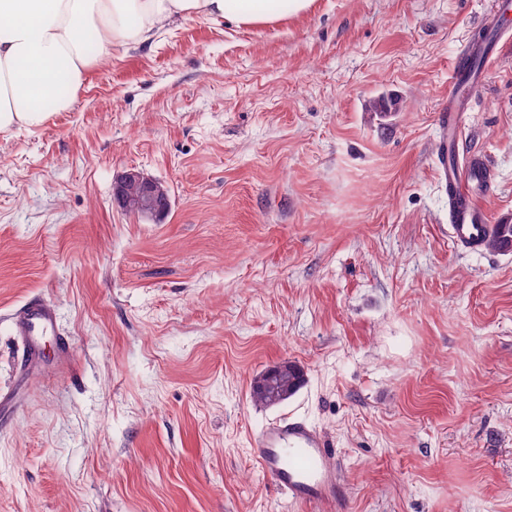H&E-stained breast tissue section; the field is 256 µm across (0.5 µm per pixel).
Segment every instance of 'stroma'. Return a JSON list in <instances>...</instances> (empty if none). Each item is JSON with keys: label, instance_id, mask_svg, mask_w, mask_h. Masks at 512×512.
<instances>
[{"label": "stroma", "instance_id": "obj_1", "mask_svg": "<svg viewBox=\"0 0 512 512\" xmlns=\"http://www.w3.org/2000/svg\"><path fill=\"white\" fill-rule=\"evenodd\" d=\"M491 4L177 19L0 134V512H323L249 455L288 413L326 437L340 512H512V252L453 245L436 170L454 58ZM463 144L494 171L489 222L512 223V46ZM131 168L168 188L163 220L114 203ZM32 299L57 321L27 371L11 317ZM287 360L301 388L255 402Z\"/></svg>", "mask_w": 512, "mask_h": 512}]
</instances>
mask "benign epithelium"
<instances>
[{"mask_svg": "<svg viewBox=\"0 0 512 512\" xmlns=\"http://www.w3.org/2000/svg\"><path fill=\"white\" fill-rule=\"evenodd\" d=\"M113 200L123 210L155 219L164 217L170 209L168 189L139 171L131 169L123 173L113 184ZM289 364H278L253 383V389L270 391L273 394H288Z\"/></svg>", "mask_w": 512, "mask_h": 512, "instance_id": "7a95c632", "label": "benign epithelium"}]
</instances>
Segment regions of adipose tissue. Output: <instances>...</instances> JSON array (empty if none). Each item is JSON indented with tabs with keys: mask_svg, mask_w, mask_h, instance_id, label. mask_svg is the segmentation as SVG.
Listing matches in <instances>:
<instances>
[{
	"mask_svg": "<svg viewBox=\"0 0 512 512\" xmlns=\"http://www.w3.org/2000/svg\"><path fill=\"white\" fill-rule=\"evenodd\" d=\"M314 0H0V132L42 127L48 98L65 106L82 87L94 43L153 40L174 19L206 17L260 26L311 9Z\"/></svg>",
	"mask_w": 512,
	"mask_h": 512,
	"instance_id": "adipose-tissue-1",
	"label": "adipose tissue"
}]
</instances>
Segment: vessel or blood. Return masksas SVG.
Masks as SVG:
<instances>
[{"label":"vessel or blood","instance_id":"1","mask_svg":"<svg viewBox=\"0 0 512 512\" xmlns=\"http://www.w3.org/2000/svg\"><path fill=\"white\" fill-rule=\"evenodd\" d=\"M492 58L490 48L468 44L458 53L456 77L448 91V102L438 112L441 124L447 125L449 139L439 147L437 166L448 186V224L453 241L468 249L484 244L488 231L487 217L477 202L490 183L493 171L479 154L465 152L462 130L466 112L478 87L469 69L475 51ZM56 321L55 308L47 302L24 304L12 320L17 336L26 344L27 362L37 359L35 338ZM250 453L277 489L292 502L323 505L332 512L344 496V487L334 468L327 463L329 449L321 433L308 421L284 416L268 423L250 439Z\"/></svg>","mask_w":512,"mask_h":512}]
</instances>
